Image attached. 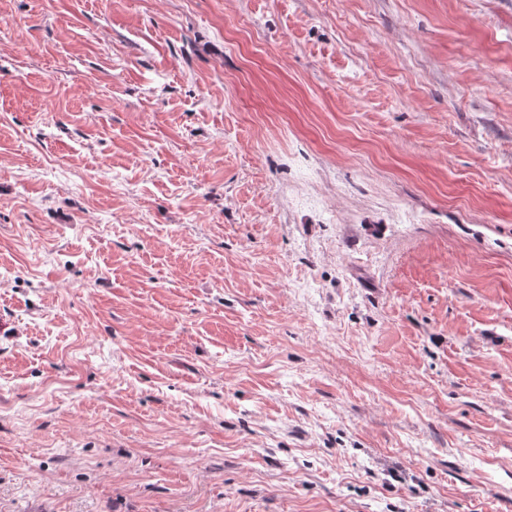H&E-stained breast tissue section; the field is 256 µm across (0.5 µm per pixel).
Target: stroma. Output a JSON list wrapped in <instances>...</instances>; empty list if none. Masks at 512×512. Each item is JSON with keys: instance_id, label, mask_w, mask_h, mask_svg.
I'll return each mask as SVG.
<instances>
[{"instance_id": "stroma-1", "label": "stroma", "mask_w": 512, "mask_h": 512, "mask_svg": "<svg viewBox=\"0 0 512 512\" xmlns=\"http://www.w3.org/2000/svg\"><path fill=\"white\" fill-rule=\"evenodd\" d=\"M0 512H512V0H0Z\"/></svg>"}]
</instances>
